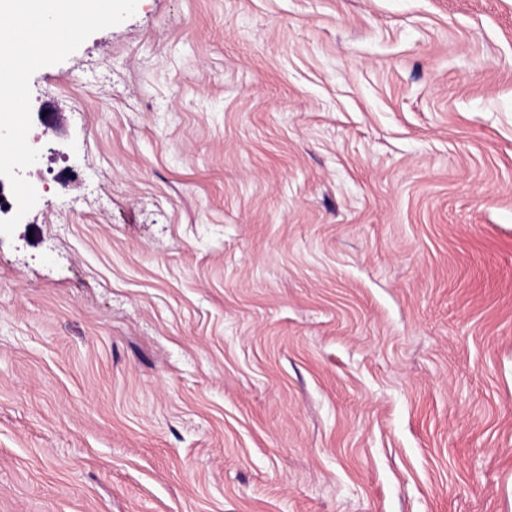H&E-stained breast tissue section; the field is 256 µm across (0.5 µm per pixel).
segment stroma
<instances>
[{"label":"stroma","mask_w":512,"mask_h":512,"mask_svg":"<svg viewBox=\"0 0 512 512\" xmlns=\"http://www.w3.org/2000/svg\"><path fill=\"white\" fill-rule=\"evenodd\" d=\"M30 93L0 512H512V0H137Z\"/></svg>","instance_id":"1"}]
</instances>
